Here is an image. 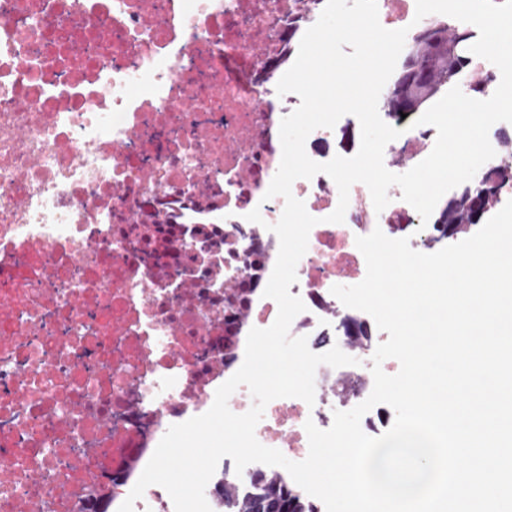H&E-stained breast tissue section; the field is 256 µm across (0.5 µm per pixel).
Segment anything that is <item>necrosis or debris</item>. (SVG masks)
I'll use <instances>...</instances> for the list:
<instances>
[{"instance_id":"4bbe7bcc","label":"necrosis or debris","mask_w":512,"mask_h":512,"mask_svg":"<svg viewBox=\"0 0 512 512\" xmlns=\"http://www.w3.org/2000/svg\"><path fill=\"white\" fill-rule=\"evenodd\" d=\"M326 0L290 41L274 32L295 0H0V512H72L112 472L113 512L171 425L209 410L242 365L252 328L278 314L263 292L284 200L266 198L282 156L277 83ZM500 72L473 56L461 83L489 98ZM384 164L404 173L432 151L433 126L399 123ZM343 116L306 140L317 162L350 157ZM293 195L318 223L290 288L306 305L290 333L312 352L369 353L382 332L331 293L366 275L355 239L381 229L431 252L444 225L401 197L375 212L349 190L345 221L326 174ZM260 209L262 223L246 215ZM314 405L271 401L255 429L304 460L320 429L371 393L360 366L320 365Z\"/></svg>"}]
</instances>
